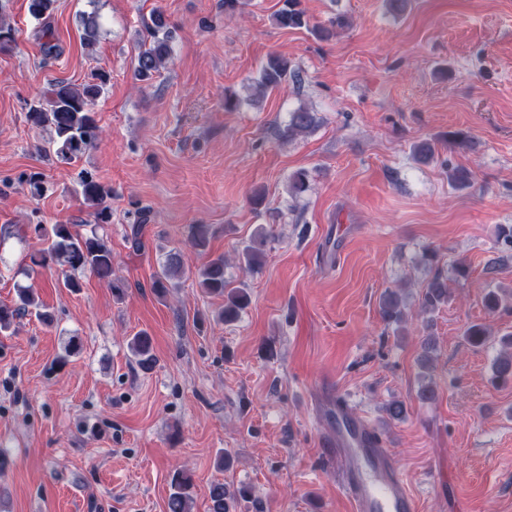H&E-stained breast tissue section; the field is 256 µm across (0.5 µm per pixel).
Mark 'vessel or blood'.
I'll return each mask as SVG.
<instances>
[{
	"instance_id": "b4317fda",
	"label": "vessel or blood",
	"mask_w": 512,
	"mask_h": 512,
	"mask_svg": "<svg viewBox=\"0 0 512 512\" xmlns=\"http://www.w3.org/2000/svg\"><path fill=\"white\" fill-rule=\"evenodd\" d=\"M328 411L336 422L330 453L355 512H419L404 472L394 465L378 431L343 402L330 403Z\"/></svg>"
}]
</instances>
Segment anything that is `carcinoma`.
<instances>
[{
	"mask_svg": "<svg viewBox=\"0 0 512 512\" xmlns=\"http://www.w3.org/2000/svg\"><path fill=\"white\" fill-rule=\"evenodd\" d=\"M273 22L283 29L307 26L301 0H283V6L273 15ZM346 25L347 18L338 15L327 25L316 28L315 34L322 40H328L334 36L335 30ZM83 26V45L91 51L99 38L100 25L97 14L91 13L83 17ZM165 28L166 23L162 17L157 16L153 19V25L148 27L146 38L141 40L136 72L139 80L144 83L152 81L169 61V32L165 31ZM108 81L109 73L100 69L81 85L58 80L48 86L41 98L31 105L27 112V119L31 125L48 133L46 146L41 148V154L59 164L74 165L95 147L101 135V128L93 106ZM288 82L294 85L301 84L300 71L292 67L287 59L273 55L262 66L256 88L264 93L279 89ZM317 124L316 113L302 105L290 113L288 124L282 130V137L293 140L314 129ZM20 180L27 184L32 197L39 198L44 195L46 185L39 174H23ZM448 181L453 188L463 190L470 187L472 173L464 167H452L448 169ZM310 188L307 171L298 170L290 176L289 190L293 196H301ZM75 192L91 209L92 223L98 227L112 223L111 186L101 182L92 172L82 169L78 173ZM29 230L47 244L38 255L30 257L32 264L45 266L51 263L62 267L63 287L71 291L79 290V275L89 271L106 281L116 298L123 297L125 283L114 276L112 248L97 230L84 232L79 224H44L40 221L29 225ZM209 235L208 225H192V246L201 253L207 252ZM263 245V239L257 237L245 247L242 258L247 269L253 270L261 265ZM183 266V256L180 252L171 251L165 255L153 281V288L157 294L162 296L168 289L175 287L174 280L182 272ZM224 268V256L210 257L198 269V284L205 293L224 298L220 318L226 323H231L236 321L248 306L249 294L243 287H228ZM402 292L403 289L398 287L388 289L382 295L380 315L388 326H397L406 320L407 303ZM447 303L448 277L437 270L425 285L419 305L420 313L431 315ZM29 313L47 325L53 322V315L37 302L32 290L19 285L16 302L12 305H0V332L10 330L16 318ZM464 336L471 345L482 346L487 342L489 332L484 324L474 323L466 328ZM501 342L510 347V350L500 354L493 364L491 382L495 385L512 380V336H504ZM130 350L141 368H152L155 355L152 339L147 332L142 331L131 339ZM171 488L167 503L168 512H192L194 497L191 475L185 471L175 472L171 479ZM209 500L210 512H236L238 505L242 503H249L252 508L260 509V502L253 498L251 487L246 484L231 492L223 483L215 482L209 488Z\"/></svg>",
	"mask_w": 512,
	"mask_h": 512,
	"instance_id": "obj_1",
	"label": "carcinoma"
}]
</instances>
